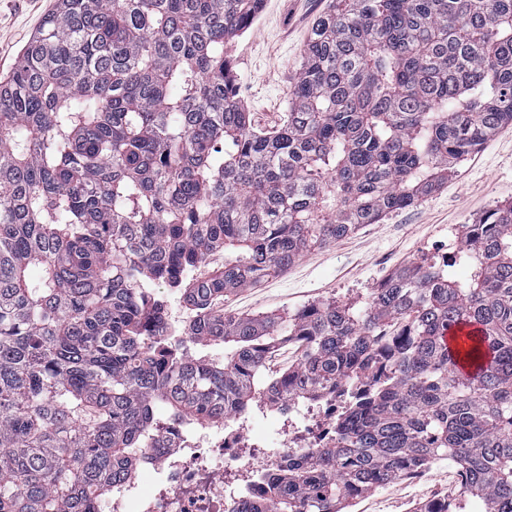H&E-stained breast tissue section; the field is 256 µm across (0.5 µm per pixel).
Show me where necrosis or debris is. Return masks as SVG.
<instances>
[{
    "label": "necrosis or debris",
    "mask_w": 512,
    "mask_h": 512,
    "mask_svg": "<svg viewBox=\"0 0 512 512\" xmlns=\"http://www.w3.org/2000/svg\"><path fill=\"white\" fill-rule=\"evenodd\" d=\"M336 412L332 397L305 408L288 405L278 417V441L262 453L251 436V419L211 434L187 436L170 428L166 437L171 447L150 452L141 462L156 473L155 489L143 491L138 482L117 488L110 512H225L228 474L268 469L304 448L330 447Z\"/></svg>",
    "instance_id": "1"
}]
</instances>
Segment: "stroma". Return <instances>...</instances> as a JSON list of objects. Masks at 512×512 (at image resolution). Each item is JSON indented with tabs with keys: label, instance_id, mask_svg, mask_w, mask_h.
I'll list each match as a JSON object with an SVG mask.
<instances>
[{
	"label": "stroma",
	"instance_id": "obj_1",
	"mask_svg": "<svg viewBox=\"0 0 512 512\" xmlns=\"http://www.w3.org/2000/svg\"><path fill=\"white\" fill-rule=\"evenodd\" d=\"M330 0H264L256 20L231 44L235 92L255 127L278 126L301 63L305 40ZM55 0L38 9L24 0H0V77L16 60ZM512 201V124L462 161L447 183L416 204L366 224L329 245L304 253L283 272L238 291L224 302L229 317L291 313L331 298L359 302L370 288L420 257L431 244L458 238L489 208ZM460 497V482L440 460L418 476L378 487L357 499L352 512H414L419 503Z\"/></svg>",
	"mask_w": 512,
	"mask_h": 512
}]
</instances>
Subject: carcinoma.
Returning a JSON list of instances; mask_svg holds the SVG:
<instances>
[{"label": "carcinoma", "mask_w": 512, "mask_h": 512, "mask_svg": "<svg viewBox=\"0 0 512 512\" xmlns=\"http://www.w3.org/2000/svg\"><path fill=\"white\" fill-rule=\"evenodd\" d=\"M261 4L56 0L0 81V512H99L169 425L333 394L334 446L226 512H348L442 459L463 496L512 512V201L361 307L224 316L512 123V0H331L266 131L227 51ZM460 323L478 334L453 351ZM283 343L299 354L270 374Z\"/></svg>", "instance_id": "cac0c4a2"}]
</instances>
